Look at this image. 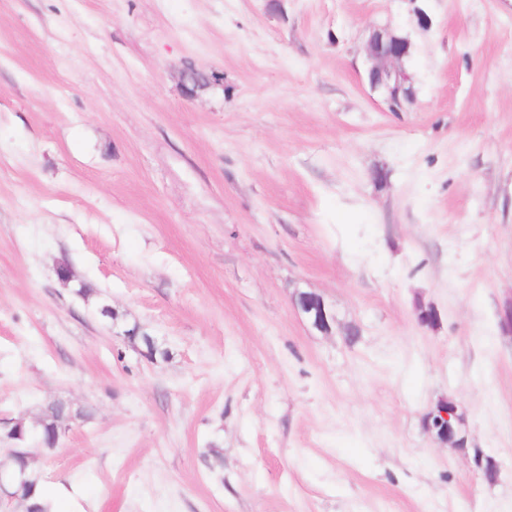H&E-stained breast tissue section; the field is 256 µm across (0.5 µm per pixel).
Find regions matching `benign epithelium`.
I'll use <instances>...</instances> for the list:
<instances>
[{
	"instance_id": "1",
	"label": "benign epithelium",
	"mask_w": 512,
	"mask_h": 512,
	"mask_svg": "<svg viewBox=\"0 0 512 512\" xmlns=\"http://www.w3.org/2000/svg\"><path fill=\"white\" fill-rule=\"evenodd\" d=\"M408 39L385 29H374L367 40V54L371 61L368 81L374 91L381 92L388 109L398 112L403 104L412 99L409 76L403 70V60L409 55ZM297 307L311 325L324 335H330L336 328V315L318 295L301 293L297 295ZM424 425L437 441L452 448H467V438L461 427L459 408L453 400L442 397L428 410ZM473 462L484 477L493 481L499 473L498 462L480 450H475ZM23 477L0 474V506L15 499L12 488Z\"/></svg>"
}]
</instances>
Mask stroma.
Segmentation results:
<instances>
[{"label": "stroma", "mask_w": 512, "mask_h": 512, "mask_svg": "<svg viewBox=\"0 0 512 512\" xmlns=\"http://www.w3.org/2000/svg\"><path fill=\"white\" fill-rule=\"evenodd\" d=\"M511 298L512 0H0V416L75 411L62 512H512ZM409 52L408 39L385 29L372 30L367 40V54L371 61L368 69L370 87L381 92L392 112L400 111L404 102L412 99L409 76L402 67ZM296 303L316 330L325 335L333 333L336 328V315L320 296L298 293ZM424 425L437 441L451 448H467V438L461 427L459 408L456 402L442 397L428 410Z\"/></svg>", "instance_id": "1"}]
</instances>
